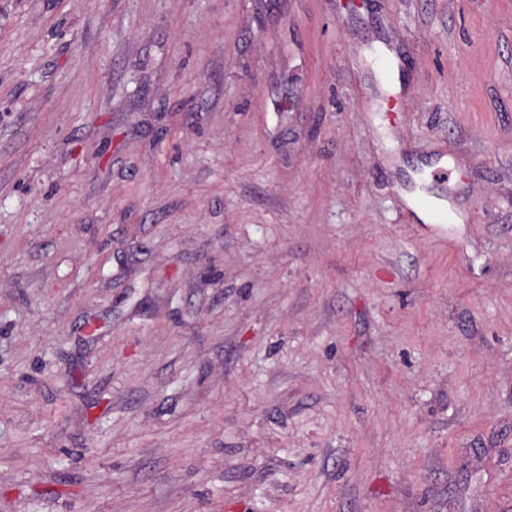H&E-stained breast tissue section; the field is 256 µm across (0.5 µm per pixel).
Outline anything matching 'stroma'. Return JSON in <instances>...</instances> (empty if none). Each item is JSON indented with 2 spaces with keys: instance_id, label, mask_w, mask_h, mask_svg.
<instances>
[{
  "instance_id": "1",
  "label": "stroma",
  "mask_w": 512,
  "mask_h": 512,
  "mask_svg": "<svg viewBox=\"0 0 512 512\" xmlns=\"http://www.w3.org/2000/svg\"><path fill=\"white\" fill-rule=\"evenodd\" d=\"M0 512H512V0H0Z\"/></svg>"
}]
</instances>
